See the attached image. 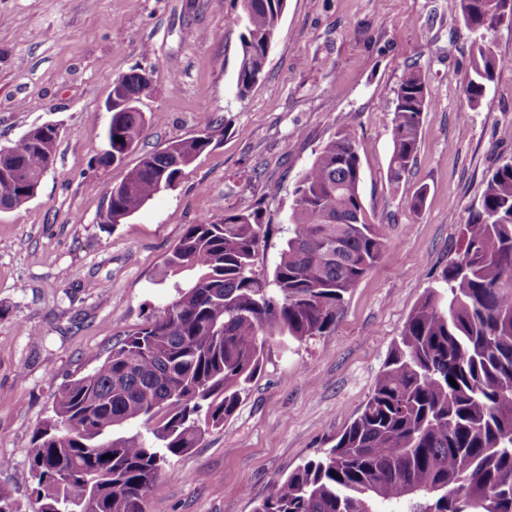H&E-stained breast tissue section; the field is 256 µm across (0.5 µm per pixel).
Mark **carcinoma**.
Here are the masks:
<instances>
[{
	"instance_id": "cac0c4a2",
	"label": "carcinoma",
	"mask_w": 512,
	"mask_h": 512,
	"mask_svg": "<svg viewBox=\"0 0 512 512\" xmlns=\"http://www.w3.org/2000/svg\"><path fill=\"white\" fill-rule=\"evenodd\" d=\"M493 2L459 0L460 17L476 18ZM240 4L243 98L264 79L265 43L275 40L287 0ZM469 59L464 94L473 109L512 59L484 38L471 43ZM141 71L122 75L136 108L112 111L100 167L121 163L144 133L138 105L155 86ZM431 104L427 71L414 62L395 92V183L416 160ZM220 132L175 140L173 154H144L112 187V224L175 183ZM58 139L42 125L7 147L32 180L0 175L4 210L33 196ZM360 181L357 139L346 128L294 184L270 280L255 271L266 233L260 211L219 206L186 227L165 261L169 275L189 274L174 298L60 388L35 429L30 473L40 512H146L170 462L235 413L274 339L301 343L336 324L345 294L387 243L385 227L365 221ZM461 236L442 287L410 314L361 411L331 448L275 481L254 512H512V160L487 179ZM136 423L142 429L124 430Z\"/></svg>"
}]
</instances>
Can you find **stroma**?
I'll return each mask as SVG.
<instances>
[{
  "label": "stroma",
  "mask_w": 512,
  "mask_h": 512,
  "mask_svg": "<svg viewBox=\"0 0 512 512\" xmlns=\"http://www.w3.org/2000/svg\"><path fill=\"white\" fill-rule=\"evenodd\" d=\"M233 2L0 0V146L44 123L61 131L36 196L0 212V486L19 512H39L29 456L55 393L171 299L164 260L186 226L217 204L262 210L270 230L256 266L271 276L296 180L351 126L366 220L389 233L381 260L329 332L287 349L271 343L237 411L173 459L147 502V512H253L274 480L320 455L356 417L411 311L457 257L460 226L488 176L512 158V69L467 110L471 33L459 0H288L265 78L242 100ZM414 61L428 71L432 105L417 162L394 183V92ZM138 64L153 66L156 84L141 105L145 132L122 164L99 167L105 101ZM223 120L217 145L174 189L121 224H101L108 191L143 154ZM271 183L280 186L273 198Z\"/></svg>",
  "instance_id": "35a3bbf8"
}]
</instances>
